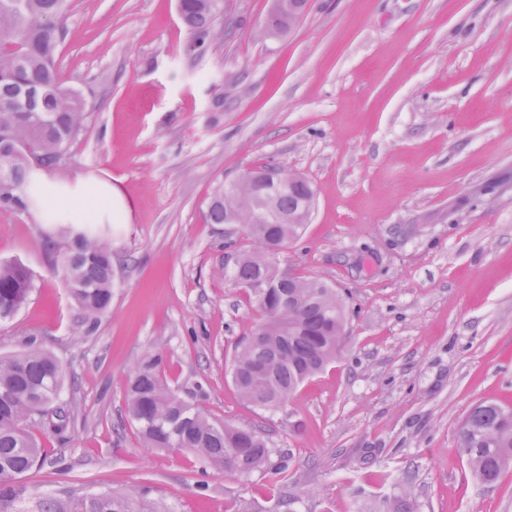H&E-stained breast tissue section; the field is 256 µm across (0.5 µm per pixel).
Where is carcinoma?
<instances>
[{"label": "carcinoma", "mask_w": 512, "mask_h": 512, "mask_svg": "<svg viewBox=\"0 0 512 512\" xmlns=\"http://www.w3.org/2000/svg\"><path fill=\"white\" fill-rule=\"evenodd\" d=\"M216 0H181L179 14L191 40L203 47L214 42L213 4ZM71 0H0V209L39 210L56 191L43 184L33 161L47 173L63 171L71 143L86 118L82 93L67 84L56 70L66 30L59 21ZM270 174L269 191L246 202L224 201L219 187L208 206L213 224L226 221V208L235 210L246 233V245L232 268L235 282L245 289L260 320L278 323L279 334L268 342L243 337L236 345L231 376L241 398L254 406L276 411L297 388L334 361L339 353L345 321L344 299L331 287L320 293L314 277L285 278L281 287L258 305L252 285L264 275L253 256L273 238L283 246L295 241L301 224L284 219L297 213L307 193L302 185H282L283 169L262 166ZM274 212L254 232V216L267 207ZM51 272L59 277L76 303L80 317L76 333L93 334L112 304V240L98 224L61 221L51 216L40 233ZM70 243L71 250L54 253L53 241ZM32 288L28 269L18 262H0V319L14 315ZM162 357L152 354L136 368L127 392L131 422L149 448H184L208 466L248 476L262 471L275 488L293 478L288 452L271 448L264 433L254 428L217 424L170 389L162 376ZM64 369L49 353L33 347L0 357V512H12L24 495L21 480L41 460L37 441L25 424L49 417L50 426L63 431L67 414L53 410L64 383ZM458 445L473 475L482 483L498 481L512 463V410L491 402L473 405L457 430ZM35 512H170L162 504L145 506L136 489L82 495L62 503L38 502Z\"/></svg>", "instance_id": "carcinoma-1"}]
</instances>
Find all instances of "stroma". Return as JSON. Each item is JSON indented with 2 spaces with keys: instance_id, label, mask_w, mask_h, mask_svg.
Masks as SVG:
<instances>
[{
  "instance_id": "1",
  "label": "stroma",
  "mask_w": 512,
  "mask_h": 512,
  "mask_svg": "<svg viewBox=\"0 0 512 512\" xmlns=\"http://www.w3.org/2000/svg\"><path fill=\"white\" fill-rule=\"evenodd\" d=\"M271 0H224L201 56L177 0H71L59 73L88 111L63 175L75 216L109 225L112 305L78 336L48 271L45 212L0 211V261L25 264V305L0 355L49 351L65 371L64 432L28 428L46 454L35 498L136 487L173 512H512V467L475 481L457 427L480 401L512 408V0H310L261 36ZM274 165L304 175L315 211L275 257L344 297L335 362L282 410L244 403L234 346L259 317L225 276L240 235L208 220L214 191ZM187 401L262 430L297 480L228 475L145 447L126 413L152 351Z\"/></svg>"
}]
</instances>
